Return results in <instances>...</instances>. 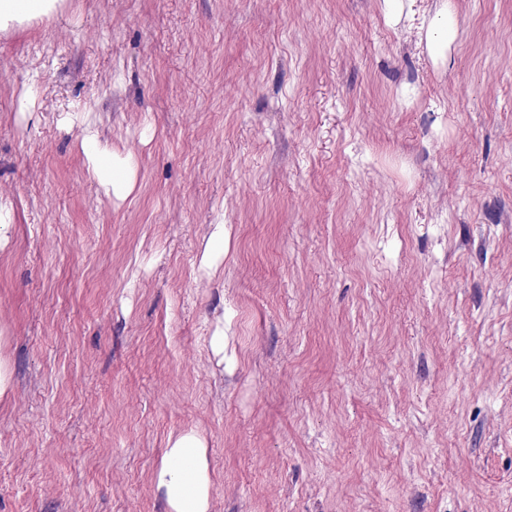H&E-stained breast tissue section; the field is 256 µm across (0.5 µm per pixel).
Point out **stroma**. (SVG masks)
<instances>
[{"instance_id":"obj_1","label":"stroma","mask_w":512,"mask_h":512,"mask_svg":"<svg viewBox=\"0 0 512 512\" xmlns=\"http://www.w3.org/2000/svg\"><path fill=\"white\" fill-rule=\"evenodd\" d=\"M0 196V512H170L187 432L211 512H512V0H66ZM455 37V27L452 11L446 7L437 18L436 32L429 29L427 47L431 55L445 57ZM81 148L92 177L116 196L127 195L133 184L134 161L121 157L103 145L97 135L83 137ZM155 482L171 512H210L211 477L202 438L193 432L178 436L155 471Z\"/></svg>"}]
</instances>
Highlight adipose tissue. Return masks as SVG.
<instances>
[{
  "label": "adipose tissue",
  "mask_w": 512,
  "mask_h": 512,
  "mask_svg": "<svg viewBox=\"0 0 512 512\" xmlns=\"http://www.w3.org/2000/svg\"><path fill=\"white\" fill-rule=\"evenodd\" d=\"M63 0H0V31L27 25L58 12ZM81 148L92 177L114 195H127L133 184L134 161L103 145L97 135L86 134ZM170 512H210L211 477L204 441L188 432L168 448L155 472Z\"/></svg>",
  "instance_id": "adipose-tissue-1"
}]
</instances>
